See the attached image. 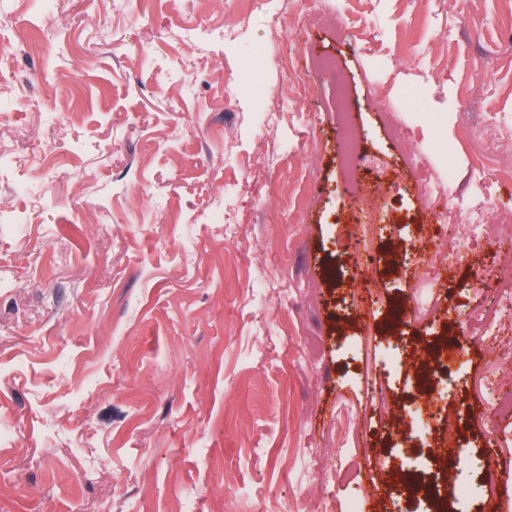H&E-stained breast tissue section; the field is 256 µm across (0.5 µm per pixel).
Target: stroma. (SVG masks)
Wrapping results in <instances>:
<instances>
[{"instance_id":"obj_1","label":"stroma","mask_w":512,"mask_h":512,"mask_svg":"<svg viewBox=\"0 0 512 512\" xmlns=\"http://www.w3.org/2000/svg\"><path fill=\"white\" fill-rule=\"evenodd\" d=\"M287 8L267 0L234 41L187 44L183 28L223 25L224 0H0V99L14 103L0 203L26 224L0 239V426L22 428L0 440V512H179L187 486L200 512H349L366 489L339 454L351 432L324 439L339 401L361 409L365 468L413 478L432 451L386 422L435 381L448 386L437 426L453 423L467 457L495 450L473 418L474 379L495 358L511 388L512 343L492 353L461 324L475 276L512 254L479 241L436 312L394 319L414 287L400 247L426 211L382 116L401 103L447 142L476 129L451 155L418 145L430 169L453 168L451 195L466 194L472 154L497 167L512 0H306L293 30L277 22ZM324 10L348 21L344 36L314 24ZM376 24L435 63L431 85L370 43ZM348 127L365 185L395 175L370 246L371 320L342 219L357 195L340 165ZM43 145L63 172L30 161ZM272 152L279 168L263 163ZM20 181L47 204L15 194ZM87 372V408L68 406Z\"/></svg>"}]
</instances>
